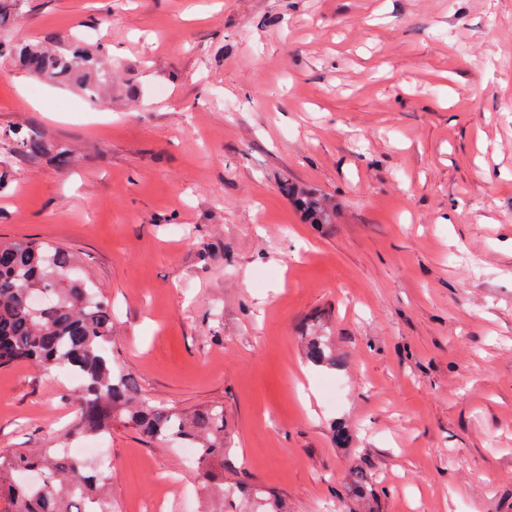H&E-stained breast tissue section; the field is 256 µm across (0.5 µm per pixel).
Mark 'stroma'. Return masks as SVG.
I'll list each match as a JSON object with an SVG mask.
<instances>
[{"label":"stroma","mask_w":512,"mask_h":512,"mask_svg":"<svg viewBox=\"0 0 512 512\" xmlns=\"http://www.w3.org/2000/svg\"><path fill=\"white\" fill-rule=\"evenodd\" d=\"M10 33L103 44L112 92L0 58V238L79 257L140 396L223 405L225 484L284 512H512V0H25ZM75 389L0 369V453L72 445ZM101 440L112 512L158 472L201 512L181 450ZM15 135L14 139L17 143L19 152L30 158H37L43 155L46 151V144L41 136L36 132H31L26 135ZM288 194L296 196L294 199L296 205L312 224L331 223L332 212L322 204L321 200L316 197L314 193H308L303 190L288 189Z\"/></svg>","instance_id":"obj_1"}]
</instances>
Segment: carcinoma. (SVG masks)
<instances>
[{
	"label": "carcinoma",
	"mask_w": 512,
	"mask_h": 512,
	"mask_svg": "<svg viewBox=\"0 0 512 512\" xmlns=\"http://www.w3.org/2000/svg\"><path fill=\"white\" fill-rule=\"evenodd\" d=\"M13 55L37 77L79 80L99 94L112 81L100 51L77 38L68 52L18 47L0 38V57ZM19 152L37 158L46 144L35 132L15 136ZM313 224L332 212L313 193L288 190ZM112 307L73 252L34 239L0 240V368L29 363L77 372L79 405L71 436L101 435L119 419L147 441L197 448L196 473L206 512H224V407L174 411L137 397L130 378L112 366ZM316 365L335 364L325 340L311 344ZM0 512H112V488L95 466L60 448L0 454Z\"/></svg>",
	"instance_id": "cac0c4a2"
}]
</instances>
